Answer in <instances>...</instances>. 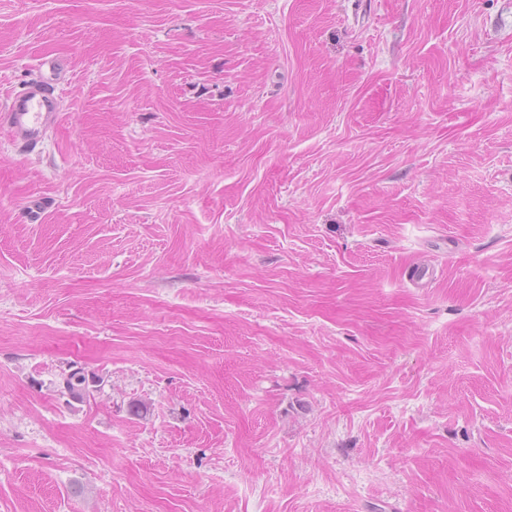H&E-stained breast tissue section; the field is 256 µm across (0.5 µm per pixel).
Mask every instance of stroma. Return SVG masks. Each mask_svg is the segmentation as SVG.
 <instances>
[{
    "label": "stroma",
    "mask_w": 512,
    "mask_h": 512,
    "mask_svg": "<svg viewBox=\"0 0 512 512\" xmlns=\"http://www.w3.org/2000/svg\"><path fill=\"white\" fill-rule=\"evenodd\" d=\"M41 80L0 512H512V0H0ZM58 391L77 402H84L90 395L88 374L82 366L71 365L59 375Z\"/></svg>",
    "instance_id": "1"
}]
</instances>
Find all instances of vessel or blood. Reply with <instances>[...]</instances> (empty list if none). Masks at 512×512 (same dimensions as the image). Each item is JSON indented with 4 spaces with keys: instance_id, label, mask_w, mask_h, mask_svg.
<instances>
[{
    "instance_id": "1",
    "label": "vessel or blood",
    "mask_w": 512,
    "mask_h": 512,
    "mask_svg": "<svg viewBox=\"0 0 512 512\" xmlns=\"http://www.w3.org/2000/svg\"><path fill=\"white\" fill-rule=\"evenodd\" d=\"M58 116L55 88L39 83L7 99L0 108V126L6 127L21 152L30 154L57 123Z\"/></svg>"
}]
</instances>
